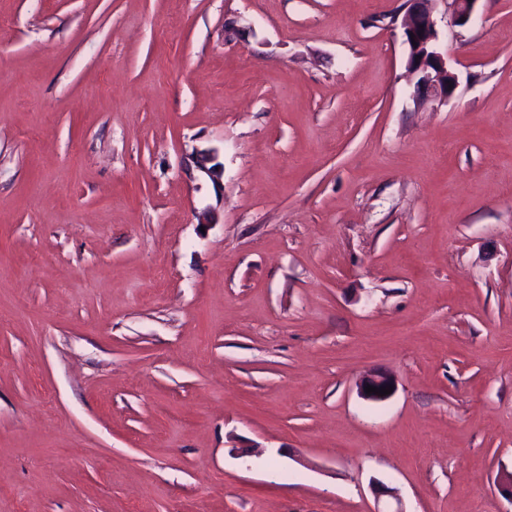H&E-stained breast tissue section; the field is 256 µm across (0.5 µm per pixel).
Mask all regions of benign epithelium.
I'll use <instances>...</instances> for the list:
<instances>
[{"label":"benign epithelium","mask_w":512,"mask_h":512,"mask_svg":"<svg viewBox=\"0 0 512 512\" xmlns=\"http://www.w3.org/2000/svg\"><path fill=\"white\" fill-rule=\"evenodd\" d=\"M409 7L404 15L401 27L404 43L408 47L407 69L414 79L415 99L419 103L449 97L458 85V75L448 63V57L439 49L436 23L429 8L431 0H408ZM477 0H448V9L456 24L469 21ZM198 169L214 185L220 187L224 174L221 164L215 162V156L206 153L198 160ZM378 389L395 386L392 377L375 373L363 378L358 385L363 398L380 402L386 397L374 393L367 394L365 387Z\"/></svg>","instance_id":"benign-epithelium-1"}]
</instances>
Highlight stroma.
Returning <instances> with one entry per match:
<instances>
[{"label": "stroma", "mask_w": 512, "mask_h": 512, "mask_svg": "<svg viewBox=\"0 0 512 512\" xmlns=\"http://www.w3.org/2000/svg\"><path fill=\"white\" fill-rule=\"evenodd\" d=\"M405 3L0 0V512H512V0ZM431 1L408 0L409 7L401 22L408 47L406 65L415 80L414 97L419 103L448 98L458 85V75L449 65L447 54L438 47L436 23L429 8ZM367 385L376 387L378 389H382V388H386L387 389V386H392L393 387L392 392L394 391V388H395L394 380L392 379V377H390V376H388L386 374L375 373V374H371V375L366 376L365 378H363L359 382V385H358L359 393L366 400H370V401H374V402L384 401L392 393H390V394H388L386 396H379V395H376V394L371 392L370 395H367V393L365 391V387H367Z\"/></svg>", "instance_id": "obj_1"}]
</instances>
